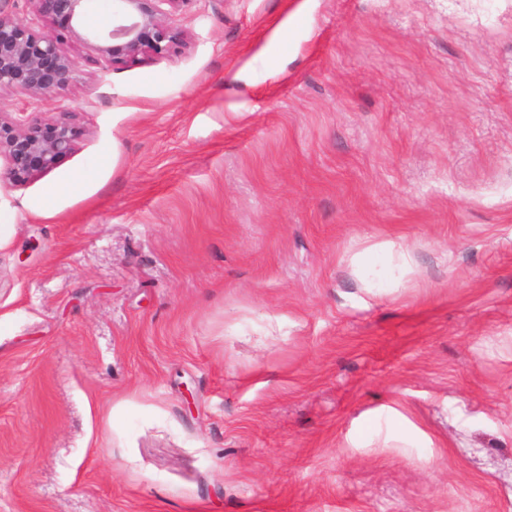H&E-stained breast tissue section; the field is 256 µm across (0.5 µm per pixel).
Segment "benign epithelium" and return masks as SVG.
Wrapping results in <instances>:
<instances>
[{
  "instance_id": "1",
  "label": "benign epithelium",
  "mask_w": 512,
  "mask_h": 512,
  "mask_svg": "<svg viewBox=\"0 0 512 512\" xmlns=\"http://www.w3.org/2000/svg\"><path fill=\"white\" fill-rule=\"evenodd\" d=\"M16 2L0 0V93L19 90L40 100L73 84L79 62L65 51L64 36L94 54L104 71L121 61L164 57L185 42L166 22L184 0H110L113 23L106 32L84 27L100 0H24V18ZM78 136L66 118L42 121L24 112L9 118L0 111L4 178L21 186L51 171L75 150Z\"/></svg>"
}]
</instances>
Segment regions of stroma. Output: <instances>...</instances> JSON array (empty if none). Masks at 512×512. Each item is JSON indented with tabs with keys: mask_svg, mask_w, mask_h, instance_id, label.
I'll return each mask as SVG.
<instances>
[{
	"mask_svg": "<svg viewBox=\"0 0 512 512\" xmlns=\"http://www.w3.org/2000/svg\"><path fill=\"white\" fill-rule=\"evenodd\" d=\"M169 23L0 95L82 130L0 187V512H512V0Z\"/></svg>",
	"mask_w": 512,
	"mask_h": 512,
	"instance_id": "obj_1",
	"label": "stroma"
}]
</instances>
